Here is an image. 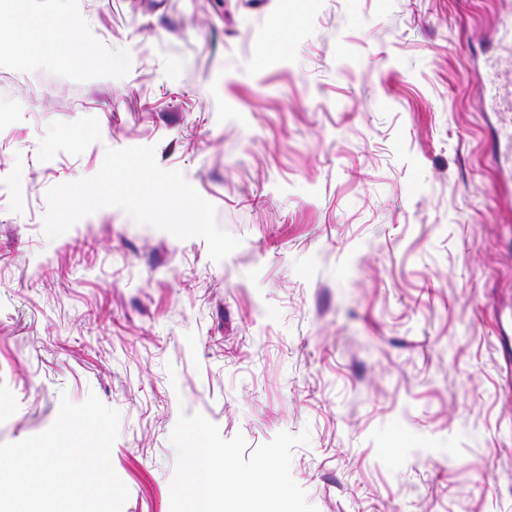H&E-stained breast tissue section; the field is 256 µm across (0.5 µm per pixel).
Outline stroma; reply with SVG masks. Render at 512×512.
I'll list each match as a JSON object with an SVG mask.
<instances>
[{
  "label": "stroma",
  "instance_id": "1",
  "mask_svg": "<svg viewBox=\"0 0 512 512\" xmlns=\"http://www.w3.org/2000/svg\"><path fill=\"white\" fill-rule=\"evenodd\" d=\"M0 0V444L120 414L123 512H170L179 412L252 455L309 430L318 512H512V0ZM153 147L213 262L46 192Z\"/></svg>",
  "mask_w": 512,
  "mask_h": 512
}]
</instances>
